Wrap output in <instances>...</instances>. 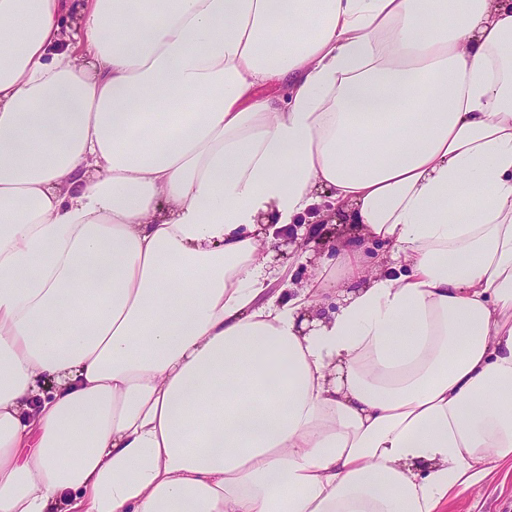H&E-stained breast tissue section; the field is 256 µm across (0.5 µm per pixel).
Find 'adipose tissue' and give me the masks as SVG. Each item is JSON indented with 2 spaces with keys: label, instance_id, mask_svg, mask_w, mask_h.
<instances>
[{
  "label": "adipose tissue",
  "instance_id": "1",
  "mask_svg": "<svg viewBox=\"0 0 512 512\" xmlns=\"http://www.w3.org/2000/svg\"><path fill=\"white\" fill-rule=\"evenodd\" d=\"M64 13L0 0V512H446L512 464V0ZM325 193L332 195L333 191L330 189H324L318 194L316 193L318 195V203L305 214L301 215L298 218V224H293V226H317L319 228V233L315 238V245H312V250H314L316 257H322L325 258L326 260H331L336 258L335 246L337 245L338 241L343 235L346 225L339 224L343 223L339 221L337 223L332 221L330 222V224H315L319 223L318 221L323 218V211L326 209L322 207L324 199L319 196L320 194Z\"/></svg>",
  "mask_w": 512,
  "mask_h": 512
}]
</instances>
